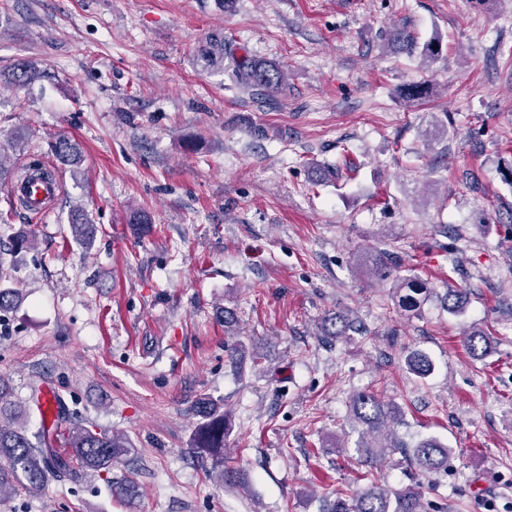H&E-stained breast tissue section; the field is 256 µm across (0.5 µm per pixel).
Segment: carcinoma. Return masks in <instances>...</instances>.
I'll return each mask as SVG.
<instances>
[{"label": "carcinoma", "instance_id": "obj_1", "mask_svg": "<svg viewBox=\"0 0 512 512\" xmlns=\"http://www.w3.org/2000/svg\"><path fill=\"white\" fill-rule=\"evenodd\" d=\"M395 42L410 51H419L422 58L432 60L438 53L440 37L418 44L417 39L408 31L397 33ZM224 37L209 39L201 50L200 57L206 65L218 67L238 88L253 96H264L269 92L283 90L284 75L274 62L257 58L249 52L237 56L229 52V61H224ZM38 72L28 60L17 62L4 74L5 82L23 88L37 78ZM55 157L61 161L76 164L79 160L76 144L61 138L53 145ZM126 223L140 232H147L152 225L151 217L144 211L131 209L126 213ZM71 228L75 240L90 245L93 240L94 226L84 214L72 215ZM373 277L387 280L393 277V268L388 264L385 254H379L371 267ZM396 287L405 290L402 305L409 311H417L421 305V296L428 290V284L418 277L396 278ZM22 294L14 288L0 289V312L16 307ZM443 303L452 315H460L467 304V292L464 288L448 285ZM355 330V322L348 312H338L324 319L319 336L326 341L337 340ZM469 353L476 358L487 356L492 348L493 339L477 330L464 338ZM231 362L250 358L258 367L265 360V353L257 344H244L237 339L226 345ZM407 370L425 377L433 371V363L423 353L411 351L405 358ZM44 391L40 387L31 390L26 402L27 414L38 415L37 426L28 424L12 425L5 423L7 408L13 405V389L8 380L0 377V502L8 500L19 491L30 493L41 491L53 478L65 479L77 475L92 473L107 482L112 489V497L133 509L139 498V485L131 476L120 480L109 477L112 470L127 461L133 451L127 437L118 432L102 428L82 418L60 402L59 410L53 421H47L43 410ZM351 412L356 420L364 424L373 434L371 445L362 449L365 462L372 464L400 447L398 443L387 442L384 430L388 423H398L402 419L400 408L382 400L374 394L359 393L351 400ZM199 422L193 433L189 453L203 464H210V470L219 472L223 481L242 489L249 487L245 474L229 465L225 440L232 429L230 412L213 398L203 395L192 406ZM447 446L436 438L420 441L413 450V458L423 473L437 472L448 468ZM422 494L417 484L408 485L400 490L390 488L371 477L369 483L350 493L338 492L336 497L326 504L325 512H422Z\"/></svg>", "mask_w": 512, "mask_h": 512}]
</instances>
